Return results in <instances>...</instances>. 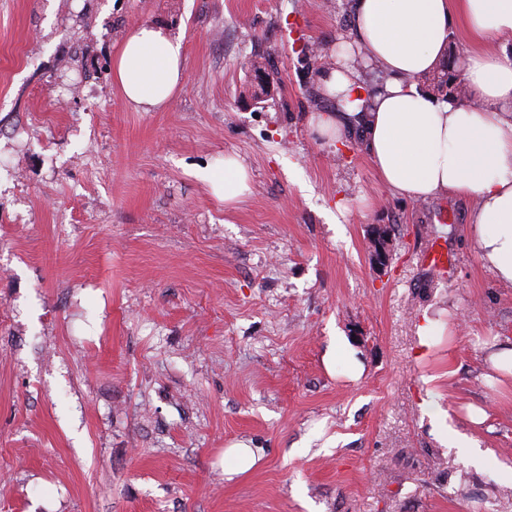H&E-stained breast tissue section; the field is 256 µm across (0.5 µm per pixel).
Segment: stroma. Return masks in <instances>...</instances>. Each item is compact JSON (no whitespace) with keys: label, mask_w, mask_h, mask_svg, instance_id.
Listing matches in <instances>:
<instances>
[{"label":"stroma","mask_w":512,"mask_h":512,"mask_svg":"<svg viewBox=\"0 0 512 512\" xmlns=\"http://www.w3.org/2000/svg\"><path fill=\"white\" fill-rule=\"evenodd\" d=\"M351 7L0 0V512H512V286L472 200L398 196L308 125ZM147 22L184 45L159 112L112 80ZM213 194L224 201V206L233 207L250 192V174L244 164L233 155L224 157V178L207 174ZM442 237H434L422 254V261L434 272L445 274L448 272L449 254L447 245Z\"/></svg>","instance_id":"obj_1"}]
</instances>
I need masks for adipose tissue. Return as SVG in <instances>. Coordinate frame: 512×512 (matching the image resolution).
Masks as SVG:
<instances>
[{
    "label": "adipose tissue",
    "mask_w": 512,
    "mask_h": 512,
    "mask_svg": "<svg viewBox=\"0 0 512 512\" xmlns=\"http://www.w3.org/2000/svg\"><path fill=\"white\" fill-rule=\"evenodd\" d=\"M462 22L475 40L512 35V0H354L349 38L336 53L325 92L343 103L311 120L322 138L359 132L382 183L414 201L441 194L474 198L468 217L473 247L495 278L512 285V56L470 51L462 66L467 104L435 96L421 83L442 62L448 32ZM383 84L369 89L363 68ZM112 77L145 112L163 109L185 84L181 38L143 23L112 56ZM225 206L250 191V174L233 155L223 175H208Z\"/></svg>",
    "instance_id": "obj_1"
}]
</instances>
